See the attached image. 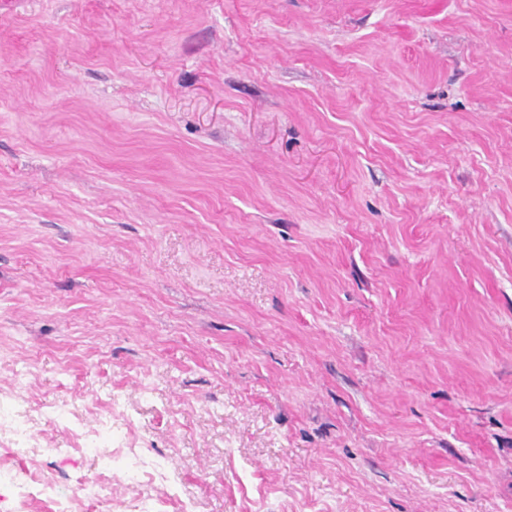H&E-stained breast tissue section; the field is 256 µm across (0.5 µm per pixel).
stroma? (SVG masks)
I'll use <instances>...</instances> for the list:
<instances>
[{"instance_id":"35a3bbf8","label":"stroma","mask_w":512,"mask_h":512,"mask_svg":"<svg viewBox=\"0 0 512 512\" xmlns=\"http://www.w3.org/2000/svg\"><path fill=\"white\" fill-rule=\"evenodd\" d=\"M21 2L0 512H512V0ZM2 432H9L22 442H30L34 439L33 433L24 419L14 414L9 418L3 417L0 407V434Z\"/></svg>"}]
</instances>
